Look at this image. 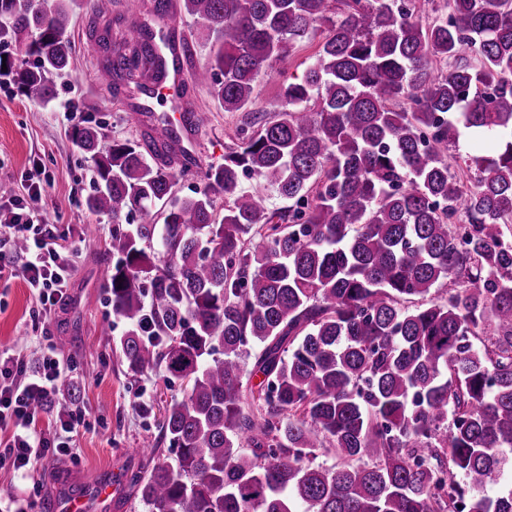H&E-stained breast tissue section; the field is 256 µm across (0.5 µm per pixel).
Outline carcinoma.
<instances>
[{"mask_svg": "<svg viewBox=\"0 0 512 512\" xmlns=\"http://www.w3.org/2000/svg\"><path fill=\"white\" fill-rule=\"evenodd\" d=\"M182 2L210 46L194 79L226 112L322 40L222 163L175 173L155 158L177 154L173 133L103 151L98 128L73 129L97 181L86 208L127 225L105 283L122 360L184 385L128 486L149 512H512V482L485 493L512 468V0H446L445 16L435 0ZM70 3L0 0V56H26L0 76L20 92L53 97ZM110 5L93 0L90 28ZM135 29L98 74L115 96L165 67L166 36L137 46ZM462 128L493 152L452 165ZM178 176L203 189L178 196ZM58 394L32 405L63 411L68 381Z\"/></svg>", "mask_w": 512, "mask_h": 512, "instance_id": "carcinoma-1", "label": "carcinoma"}]
</instances>
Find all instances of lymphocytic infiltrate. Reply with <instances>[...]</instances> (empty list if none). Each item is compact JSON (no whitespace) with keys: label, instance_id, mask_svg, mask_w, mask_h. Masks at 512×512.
Returning <instances> with one entry per match:
<instances>
[{"label":"lymphocytic infiltrate","instance_id":"obj_1","mask_svg":"<svg viewBox=\"0 0 512 512\" xmlns=\"http://www.w3.org/2000/svg\"><path fill=\"white\" fill-rule=\"evenodd\" d=\"M45 191L44 183L34 182L26 196L15 193L0 203V281L22 274L37 298L38 317L48 319L63 307L75 268L62 261V235L40 206ZM20 240L26 243L21 251L15 247ZM72 372L51 345L35 368L19 350L0 352V468L25 471L47 457L72 455L79 426L74 412L41 429L40 415L31 406L33 398L54 394Z\"/></svg>","mask_w":512,"mask_h":512}]
</instances>
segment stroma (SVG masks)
I'll return each instance as SVG.
<instances>
[{
  "label": "stroma",
  "instance_id": "35a3bbf8",
  "mask_svg": "<svg viewBox=\"0 0 512 512\" xmlns=\"http://www.w3.org/2000/svg\"><path fill=\"white\" fill-rule=\"evenodd\" d=\"M88 13L89 0H76L69 27L76 53L68 72L54 77L51 101H39L20 94L11 83H0V182L12 183L19 193L33 168L44 170L52 180L42 201L48 220L76 244V272L68 299L52 319H37L33 294L22 278L0 283V350L15 348L35 358L45 339H52L59 359L77 368L71 385L87 421L77 436L76 458L48 459L25 474L0 468V512L31 497L36 500L35 512H45L46 506L62 505L76 495L82 497L86 512H147L139 497L117 479L140 465L143 442L157 433L155 418L143 415L141 404L161 405L181 390L163 369L131 373L116 348L127 327L113 316L104 288L112 267L107 249L113 224L110 217L92 214L85 206L95 189L92 166L72 131L86 119L95 120L105 149L115 140L141 138L144 129L126 122L129 99L113 97L96 80L102 56L86 48L92 39ZM317 50V42H305L293 49L286 62H274L260 75L255 100L245 112L224 111L208 87H199L193 104L210 117L197 136L202 164L223 162L236 128L250 116L267 117L278 109L288 80L302 75ZM81 224L99 225L98 236L77 237L75 230ZM109 481L117 483V497L106 504L93 490Z\"/></svg>",
  "mask_w": 512,
  "mask_h": 512
}]
</instances>
